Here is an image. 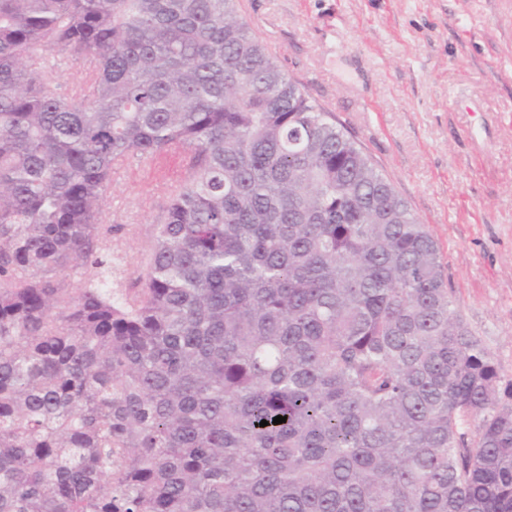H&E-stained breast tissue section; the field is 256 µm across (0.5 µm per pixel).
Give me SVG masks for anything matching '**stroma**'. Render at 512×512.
<instances>
[{
  "instance_id": "obj_1",
  "label": "stroma",
  "mask_w": 512,
  "mask_h": 512,
  "mask_svg": "<svg viewBox=\"0 0 512 512\" xmlns=\"http://www.w3.org/2000/svg\"><path fill=\"white\" fill-rule=\"evenodd\" d=\"M286 72L394 185L438 247L454 309L512 382V0H238ZM113 174L112 266L135 281L169 199Z\"/></svg>"
}]
</instances>
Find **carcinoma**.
<instances>
[{
	"instance_id": "cac0c4a2",
	"label": "carcinoma",
	"mask_w": 512,
	"mask_h": 512,
	"mask_svg": "<svg viewBox=\"0 0 512 512\" xmlns=\"http://www.w3.org/2000/svg\"><path fill=\"white\" fill-rule=\"evenodd\" d=\"M173 143L192 175L114 289L112 167ZM500 382L237 0H0V512H512ZM63 55L60 68L49 71L43 78L47 87L56 93H64L80 77V64L71 57L66 58L67 53Z\"/></svg>"
}]
</instances>
